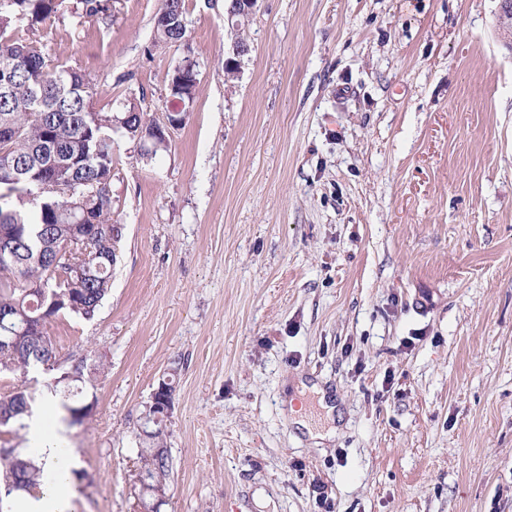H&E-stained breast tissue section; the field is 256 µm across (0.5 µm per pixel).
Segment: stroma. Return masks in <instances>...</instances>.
I'll use <instances>...</instances> for the list:
<instances>
[{"label":"stroma","instance_id":"35a3bbf8","mask_svg":"<svg viewBox=\"0 0 512 512\" xmlns=\"http://www.w3.org/2000/svg\"><path fill=\"white\" fill-rule=\"evenodd\" d=\"M52 17L53 62L96 107L172 110L168 151L118 136L123 227L96 317L50 325L56 365L0 374V395L66 393L71 512H142L138 450L172 385L160 512H512V52L499 0H259L234 79L224 0H185L187 46H153L161 0ZM318 385L336 434L316 443L287 401Z\"/></svg>","mask_w":512,"mask_h":512}]
</instances>
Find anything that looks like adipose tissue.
<instances>
[{"instance_id":"ef3b65f1","label":"adipose tissue","mask_w":512,"mask_h":512,"mask_svg":"<svg viewBox=\"0 0 512 512\" xmlns=\"http://www.w3.org/2000/svg\"><path fill=\"white\" fill-rule=\"evenodd\" d=\"M59 412L54 401L28 422V445L49 465L50 479L40 497L23 496L10 502V512H68L73 494L72 450L60 433Z\"/></svg>"}]
</instances>
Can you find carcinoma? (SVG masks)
Instances as JSON below:
<instances>
[{"mask_svg":"<svg viewBox=\"0 0 512 512\" xmlns=\"http://www.w3.org/2000/svg\"><path fill=\"white\" fill-rule=\"evenodd\" d=\"M65 0H0V233L14 240L18 264L0 259V337L11 336L21 322L20 339L0 341V374L27 375L47 368L56 359L50 324L61 315L91 320L112 286L121 229L112 222L113 134L130 140L156 122L145 118L135 104L122 112L95 107L96 89L77 67L54 64L37 36L39 25L61 10ZM185 0H161L154 20L153 44L178 41L186 26ZM176 83L174 97H195L199 82L186 77ZM124 120L118 126V120ZM170 140L146 141L140 157L168 150ZM58 190L35 200L44 182ZM88 225L84 249H71L74 227ZM41 287L31 290L27 283ZM82 388L68 390L62 407L89 417L81 403ZM30 397L17 391L0 397V428L30 413ZM165 430L157 423L149 435L153 447L141 454L140 482L149 501L167 491L169 459L156 454L164 447ZM47 479L45 463L15 448L0 447V482L5 495H32Z\"/></svg>","mask_w":512,"mask_h":512,"instance_id":"obj_1","label":"carcinoma"}]
</instances>
